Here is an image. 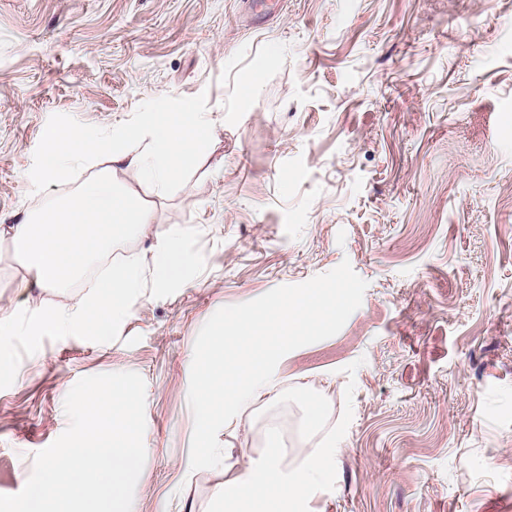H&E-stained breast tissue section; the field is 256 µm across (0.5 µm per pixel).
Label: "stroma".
<instances>
[{
  "instance_id": "stroma-1",
  "label": "stroma",
  "mask_w": 512,
  "mask_h": 512,
  "mask_svg": "<svg viewBox=\"0 0 512 512\" xmlns=\"http://www.w3.org/2000/svg\"><path fill=\"white\" fill-rule=\"evenodd\" d=\"M193 105L194 163L161 195L107 157L46 181L54 130L103 136ZM111 170L195 258L102 339L50 321L106 266L25 288L0 237V494L68 425L82 377L146 383L135 512L219 506L191 470L195 339L221 307L326 273L368 287L343 328L279 362L218 439L234 472L327 448L276 512H512V0H0V225Z\"/></svg>"
}]
</instances>
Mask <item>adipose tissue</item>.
Wrapping results in <instances>:
<instances>
[{"mask_svg": "<svg viewBox=\"0 0 512 512\" xmlns=\"http://www.w3.org/2000/svg\"><path fill=\"white\" fill-rule=\"evenodd\" d=\"M202 124L199 112L184 107L156 113L144 126L121 128L106 139L93 130L57 133L53 136L56 149L44 174L50 179L63 178L70 165L103 152L113 168L137 171L162 193L199 153ZM152 224L151 210L139 193L131 187L117 186L110 171H105L57 208L25 217L12 226L10 241L19 268L34 275L39 287L53 288L77 277L87 260L106 251L116 235L139 237L151 232ZM162 240L161 248L151 258L154 284L184 280L195 263L194 257L176 235L164 234ZM142 286L139 261L113 267L97 280L92 295L80 296L54 311L53 322L66 335L107 338L126 313L129 298L139 296ZM329 454L326 448L311 449L305 454L304 465L291 472L280 468L277 457H268L254 471L225 480L217 497L222 501L231 495L266 499L281 493L291 499L301 498L325 477L322 461Z\"/></svg>", "mask_w": 512, "mask_h": 512, "instance_id": "obj_1", "label": "adipose tissue"}]
</instances>
